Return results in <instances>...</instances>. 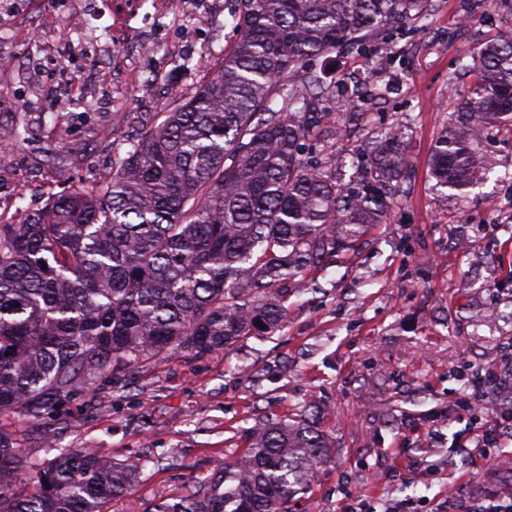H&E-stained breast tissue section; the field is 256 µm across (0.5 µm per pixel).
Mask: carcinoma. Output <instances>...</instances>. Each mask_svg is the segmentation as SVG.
I'll return each instance as SVG.
<instances>
[{
  "label": "carcinoma",
  "instance_id": "carcinoma-1",
  "mask_svg": "<svg viewBox=\"0 0 512 512\" xmlns=\"http://www.w3.org/2000/svg\"><path fill=\"white\" fill-rule=\"evenodd\" d=\"M428 0H236V42L214 76L135 136L117 131L112 173L0 223V415L37 420L106 376L181 352L228 350L279 330L288 292L334 252L385 223L407 168L403 128L370 138L353 186L330 140L353 115L313 106L332 83L306 65L342 44L364 55L385 27L426 16ZM477 79L435 142L436 186L465 193L491 164L478 147L512 127V30L474 59ZM302 71L303 89L283 87ZM305 413L268 421L209 482L141 512H288L330 457ZM141 459L93 448L32 457L0 431V512H104ZM49 486H44V483Z\"/></svg>",
  "mask_w": 512,
  "mask_h": 512
}]
</instances>
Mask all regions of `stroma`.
<instances>
[{"instance_id": "stroma-1", "label": "stroma", "mask_w": 512, "mask_h": 512, "mask_svg": "<svg viewBox=\"0 0 512 512\" xmlns=\"http://www.w3.org/2000/svg\"><path fill=\"white\" fill-rule=\"evenodd\" d=\"M426 19L400 34L381 33L374 56L347 46L316 62L340 83V97L319 111H343L362 86L384 85L385 98L359 102L361 116L336 153L352 159L371 128L402 123L408 158L402 193L386 223L353 251L325 258L293 288L282 328L235 348L180 353L121 379L100 382L97 397L74 395L29 422L0 415V431L30 455L94 448L105 459L146 457L132 496L140 505L182 492L189 478L220 474L256 426L300 412L313 416L332 451L311 493L288 512H342L366 499L441 512L448 489L475 499L490 486L512 487V467H473L455 451L467 419L449 421L463 395V369L499 363L512 345V131L492 128L480 147L493 162L468 197H441L428 162L475 81L461 58L512 30V16L474 0H429ZM234 0H105L88 19L78 0H0V56L15 66L0 77V136L26 117L24 144L0 158L27 203L111 170L113 129L141 132L146 116L190 98L218 70L236 32ZM70 27L74 57L42 28L45 14ZM152 39L154 55L139 44ZM459 73L449 88V73ZM72 103L52 125L58 94ZM69 165L49 171L58 152ZM406 452L395 457L394 448Z\"/></svg>"}]
</instances>
